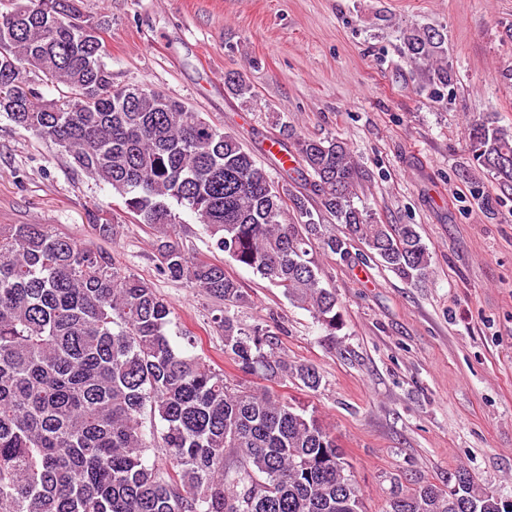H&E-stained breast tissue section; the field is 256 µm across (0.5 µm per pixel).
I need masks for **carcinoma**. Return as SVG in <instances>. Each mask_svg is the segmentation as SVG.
<instances>
[{
  "mask_svg": "<svg viewBox=\"0 0 512 512\" xmlns=\"http://www.w3.org/2000/svg\"><path fill=\"white\" fill-rule=\"evenodd\" d=\"M23 8L18 22L0 16V112L112 187L153 231L161 274L224 302L213 318L224 355L272 386L236 384L195 353L189 331L169 336L172 304L108 251L49 224H0V512H352L361 491L337 460L336 436L273 388L293 380L316 392L321 373L279 355L278 325L241 327L232 309L248 294L223 265L186 253L177 210L193 213L213 250L281 288L333 340L344 320L317 251L346 260L356 240L422 282L431 255L416 225L381 224L356 205L361 163L346 142L281 126L307 191L294 195L203 113L115 85L84 40L86 28L104 34L106 19L84 14L78 0ZM402 39L411 67L434 84L453 82L440 31L412 28ZM31 70L63 87L62 97L43 100ZM226 86L255 97L240 76ZM466 141L474 167L512 191V127L488 113L470 123ZM325 214L343 234L324 232ZM92 224L101 239L116 234L106 213H93ZM457 479L481 493L479 512H507L469 473ZM393 498L409 500L410 512H469L426 484Z\"/></svg>",
  "mask_w": 512,
  "mask_h": 512,
  "instance_id": "obj_1",
  "label": "carcinoma"
}]
</instances>
